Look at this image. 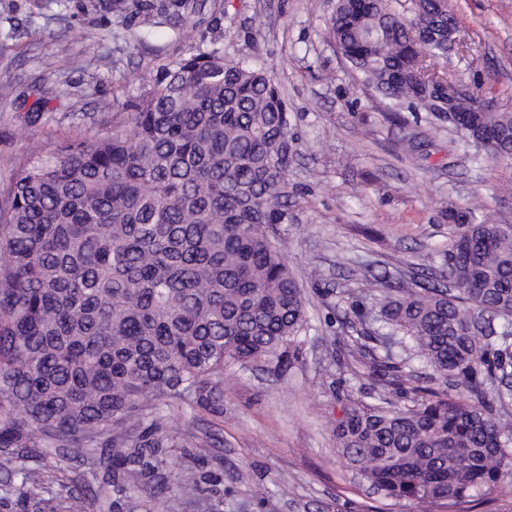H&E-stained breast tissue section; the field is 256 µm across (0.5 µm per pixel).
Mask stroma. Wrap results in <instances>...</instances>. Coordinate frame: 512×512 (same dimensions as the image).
Instances as JSON below:
<instances>
[{"mask_svg": "<svg viewBox=\"0 0 512 512\" xmlns=\"http://www.w3.org/2000/svg\"><path fill=\"white\" fill-rule=\"evenodd\" d=\"M105 2L0 0V82L14 88L0 97V189L27 138L91 137L111 118L100 99L137 98L145 68L193 43L273 69L298 137L286 256L304 284L308 340L282 372L227 367L218 409L155 410L153 425L193 443L183 464L199 482L172 491L176 512H426L380 500L339 458L331 423L367 401L372 383L358 358L333 351L351 349L358 310L387 286L442 273L454 213L512 224V163L463 147L430 114L388 111L327 33L336 0H172L167 16L144 11L121 24ZM448 8L457 43L439 70L512 112V0H448ZM181 16L194 24L191 37ZM59 56L66 70L55 67ZM376 277L380 285L365 288ZM32 463L54 475L50 496L73 512H112L91 490L109 477L107 459L90 465L54 451Z\"/></svg>", "mask_w": 512, "mask_h": 512, "instance_id": "1", "label": "stroma"}]
</instances>
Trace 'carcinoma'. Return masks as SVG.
<instances>
[{"label":"carcinoma","mask_w":512,"mask_h":512,"mask_svg":"<svg viewBox=\"0 0 512 512\" xmlns=\"http://www.w3.org/2000/svg\"><path fill=\"white\" fill-rule=\"evenodd\" d=\"M142 0H107L117 19ZM337 0L329 33L390 104L434 108L426 87L447 57L415 31L448 25V0ZM138 98L101 104L112 125L53 148L29 143L0 195V475L26 495L48 475L32 448L112 459L114 512H163L167 481L192 471L186 438L144 426L157 403L210 402L224 366L298 359L308 329L284 240L296 150L276 78L219 47L143 76ZM487 156L512 162V112L475 116ZM445 283L402 286L362 314L364 374L401 388L414 363L429 387L413 405L381 397L332 425L345 464L396 504L473 512L512 466V225H456Z\"/></svg>","instance_id":"carcinoma-1"}]
</instances>
